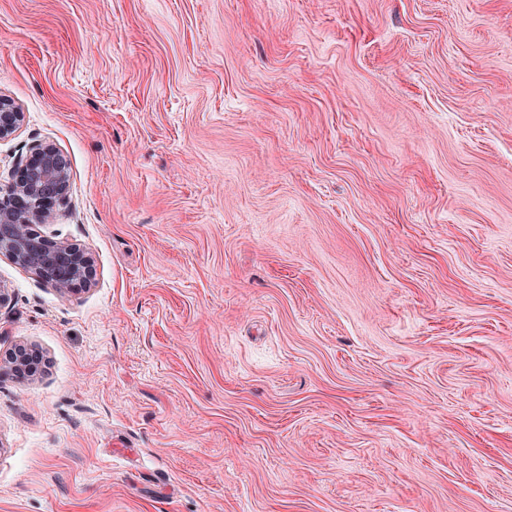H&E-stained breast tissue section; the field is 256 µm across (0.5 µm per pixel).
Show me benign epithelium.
Masks as SVG:
<instances>
[{"label":"benign epithelium","mask_w":512,"mask_h":512,"mask_svg":"<svg viewBox=\"0 0 512 512\" xmlns=\"http://www.w3.org/2000/svg\"><path fill=\"white\" fill-rule=\"evenodd\" d=\"M24 113L0 95V141L22 125ZM70 184L67 161L51 144H39L19 156L12 179L0 184V253L34 273L62 294L91 282L84 252L76 246L35 233V224L54 221Z\"/></svg>","instance_id":"7a95c632"}]
</instances>
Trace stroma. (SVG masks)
<instances>
[{
  "instance_id": "1",
  "label": "stroma",
  "mask_w": 512,
  "mask_h": 512,
  "mask_svg": "<svg viewBox=\"0 0 512 512\" xmlns=\"http://www.w3.org/2000/svg\"><path fill=\"white\" fill-rule=\"evenodd\" d=\"M70 187L0 254V512H512V0H0Z\"/></svg>"
}]
</instances>
